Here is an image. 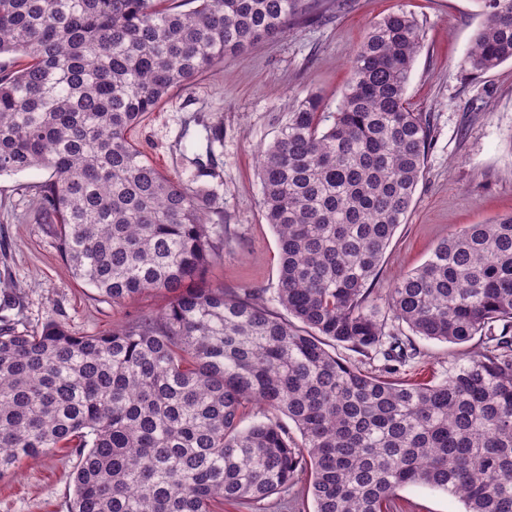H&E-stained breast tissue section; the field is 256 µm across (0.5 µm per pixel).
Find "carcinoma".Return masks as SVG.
<instances>
[{
	"mask_svg": "<svg viewBox=\"0 0 512 512\" xmlns=\"http://www.w3.org/2000/svg\"><path fill=\"white\" fill-rule=\"evenodd\" d=\"M0 0V175L35 185L72 277L123 303L170 295L106 334L49 320L0 330V477L56 448L76 457L68 512H265L309 476L313 512H393L424 485L466 512H512V214L469 224L398 277L386 302L426 339L483 348L432 385L393 379L419 354L387 330L371 285L410 210L431 141L406 100L412 15L375 22L338 112L288 110L261 152V205L280 254L276 301L205 281L222 257L199 198L129 131L174 88L295 24L303 0ZM462 61H512V0ZM382 355L374 373L336 356ZM300 438H295L293 432Z\"/></svg>",
	"mask_w": 512,
	"mask_h": 512,
	"instance_id": "obj_1",
	"label": "carcinoma"
}]
</instances>
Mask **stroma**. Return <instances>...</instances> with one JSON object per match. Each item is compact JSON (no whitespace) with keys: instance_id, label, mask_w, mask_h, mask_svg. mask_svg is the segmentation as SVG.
<instances>
[{"instance_id":"35a3bbf8","label":"stroma","mask_w":512,"mask_h":512,"mask_svg":"<svg viewBox=\"0 0 512 512\" xmlns=\"http://www.w3.org/2000/svg\"><path fill=\"white\" fill-rule=\"evenodd\" d=\"M403 10L417 21L422 46L407 98L426 115L431 145L405 224L384 253L373 285L385 295L399 275L423 265L436 245L468 224L512 213V61L472 75L461 67L484 23L481 0H323L316 16L225 56L190 87L173 90L131 132L164 174L180 177L223 212L224 256L206 272L225 291L260 289L273 302L279 276L277 236L261 207L256 157L271 144L290 104L313 92L336 112L347 63L370 26ZM48 171L0 176V329L37 331L54 319L76 334L105 333L169 302L154 292L120 304L82 289L60 256L52 226L36 219L33 184ZM419 357L400 379L438 382L480 351L481 338L454 345L414 337ZM73 459L54 449L22 461L0 479V512H67ZM398 512H465L445 491L408 486Z\"/></svg>"}]
</instances>
